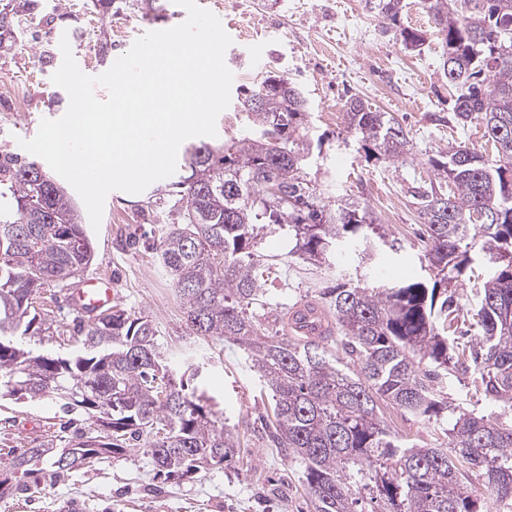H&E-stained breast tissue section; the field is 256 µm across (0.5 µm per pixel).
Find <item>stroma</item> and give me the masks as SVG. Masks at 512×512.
<instances>
[{
	"label": "stroma",
	"instance_id": "stroma-1",
	"mask_svg": "<svg viewBox=\"0 0 512 512\" xmlns=\"http://www.w3.org/2000/svg\"><path fill=\"white\" fill-rule=\"evenodd\" d=\"M224 20L233 43L225 53L232 71L227 116L217 119L212 142L229 145L251 135L253 124L242 111L243 88L257 87L278 75L302 90L308 104L304 123L321 142L314 175L322 198L348 195L366 203L377 223L395 237L399 250L385 252L379 269L406 278L418 268L423 249L418 240L422 219L411 204L407 188L413 181L433 180L427 156L447 151L449 143L464 142L489 153L478 125L449 122L451 101L443 73L440 36L419 0H408L401 24L421 30L425 43L409 50L378 16L374 0H197ZM116 10L104 18L90 0H42V16L30 30L41 49L56 51L59 30L71 33V49L82 72L108 69L113 56L126 53L134 41L155 28L179 23L174 0H157L156 18L143 19L116 0ZM108 50H101V41ZM53 67L34 64L29 50L0 55V80L18 86L27 97L26 111L0 104V152H21L43 118L64 114L67 93L53 84ZM357 95L373 107L397 116L409 130L413 158L390 165L366 160L346 122L327 119L328 110H343ZM170 179H161L143 192L115 190L104 205L100 228L91 232L95 257L82 278L102 273L112 277L119 307L145 314L157 326L173 362L197 350L206 366L194 384L207 404L228 425L237 428L240 452L222 467L202 471L180 482L160 478L146 452L105 456L51 483L30 487L0 499V512H62L65 503L80 512H313L299 463L288 460L261 427L272 414L273 400L259 373L250 368L243 351L217 337L191 336L185 307L165 274L155 247L176 217L169 196ZM295 242L285 231H269L260 244L273 267L265 283L264 306L254 307L268 332L278 331V315L305 297H318L334 273L294 254ZM381 416L393 432L422 446L443 442L447 420L422 422L389 405ZM66 414L53 397L0 399V462L13 450L44 446L63 449L70 430Z\"/></svg>",
	"mask_w": 512,
	"mask_h": 512
}]
</instances>
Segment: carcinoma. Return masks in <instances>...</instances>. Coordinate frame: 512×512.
Segmentation results:
<instances>
[{
  "mask_svg": "<svg viewBox=\"0 0 512 512\" xmlns=\"http://www.w3.org/2000/svg\"><path fill=\"white\" fill-rule=\"evenodd\" d=\"M422 0L444 45L443 71L454 90L451 120L476 122L495 156L450 146L427 164L436 181L408 193L424 220L419 240L435 272L433 284L374 285L336 269L321 310L325 335L274 336L249 309L264 305L259 230L276 226L295 240L304 260L331 266L345 242L359 255L394 247L374 232L369 207L342 197L330 205L308 178L313 144L303 133L307 103L296 85L269 75L244 108L254 135L216 148L187 151L189 171L174 182L180 222L158 244L161 265L185 306L193 336L220 337L241 347L273 393L271 436L304 467L314 512H483L460 479L481 480L501 512H512V0ZM41 0H0V48L23 38ZM379 16L403 44H423L422 32L401 27L403 0H378ZM348 129L368 160L407 161L412 140L400 121L367 101L346 104ZM272 182L289 202L280 205ZM88 240L65 189L35 160L0 155V397L55 395L65 412L79 411L87 432L61 453L26 448L10 459L0 498L27 489L33 474H58L104 454H124L145 440L167 480L221 467L238 450V432L202 404L184 373L169 367L159 331L144 314L113 306L92 320L74 313L69 354L35 352L15 337L52 340L61 325L37 310L34 296L66 286L92 261L74 249ZM488 268L471 314L477 336H456L462 306L454 283L473 262ZM445 285L438 291L439 285ZM341 338L344 357L328 350ZM464 378L467 394L496 406L485 413L453 403L448 378ZM421 421L448 414L445 445H410L392 433L379 404Z\"/></svg>",
  "mask_w": 512,
  "mask_h": 512,
  "instance_id": "carcinoma-1",
  "label": "carcinoma"
}]
</instances>
